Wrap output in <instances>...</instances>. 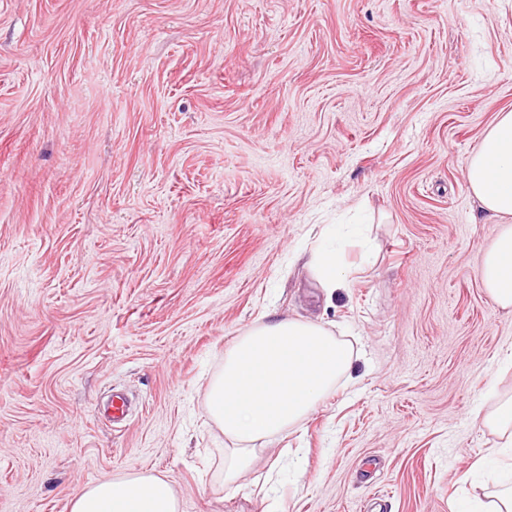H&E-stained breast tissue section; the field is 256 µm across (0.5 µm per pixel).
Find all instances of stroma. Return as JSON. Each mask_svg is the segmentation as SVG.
I'll return each instance as SVG.
<instances>
[{
	"instance_id": "obj_1",
	"label": "stroma",
	"mask_w": 512,
	"mask_h": 512,
	"mask_svg": "<svg viewBox=\"0 0 512 512\" xmlns=\"http://www.w3.org/2000/svg\"><path fill=\"white\" fill-rule=\"evenodd\" d=\"M504 110L512 0H0V512L139 471L265 512L225 494L206 391L269 313L348 340L356 382L244 482L281 461V512L489 502L512 309L465 174ZM316 266L321 284L329 295L342 287L343 276L336 260V251L325 249L317 258Z\"/></svg>"
}]
</instances>
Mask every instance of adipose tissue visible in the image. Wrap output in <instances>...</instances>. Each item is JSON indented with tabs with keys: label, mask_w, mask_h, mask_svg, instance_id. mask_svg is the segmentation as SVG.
<instances>
[{
	"label": "adipose tissue",
	"mask_w": 512,
	"mask_h": 512,
	"mask_svg": "<svg viewBox=\"0 0 512 512\" xmlns=\"http://www.w3.org/2000/svg\"><path fill=\"white\" fill-rule=\"evenodd\" d=\"M466 182L481 210L499 221L483 256V286L498 306L511 309L512 111L498 115L471 155ZM354 360L346 341L312 321L260 320L236 336L206 393L209 417L227 443V493L241 490V477L272 439L301 424L337 386L353 384ZM71 512H180V502L170 481L135 473L85 487Z\"/></svg>",
	"instance_id": "adipose-tissue-1"
}]
</instances>
